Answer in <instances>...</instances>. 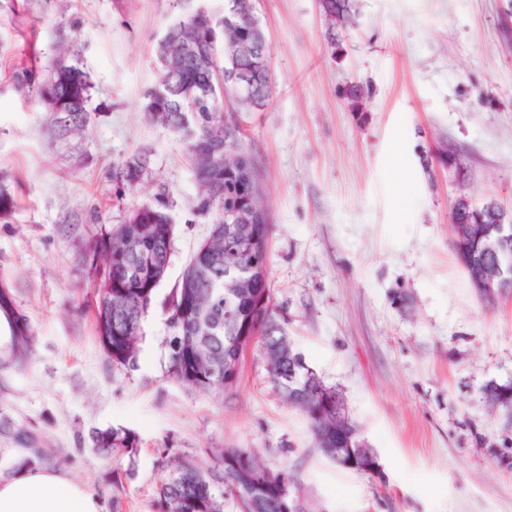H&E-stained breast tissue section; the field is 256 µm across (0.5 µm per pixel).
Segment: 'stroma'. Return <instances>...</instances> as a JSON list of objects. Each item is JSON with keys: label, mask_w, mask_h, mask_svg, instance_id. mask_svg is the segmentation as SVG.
Returning <instances> with one entry per match:
<instances>
[{"label": "stroma", "mask_w": 512, "mask_h": 512, "mask_svg": "<svg viewBox=\"0 0 512 512\" xmlns=\"http://www.w3.org/2000/svg\"><path fill=\"white\" fill-rule=\"evenodd\" d=\"M224 0H0V289L36 345L0 352V421L58 449L59 470L108 512H154L163 448L209 462L218 448L288 468L312 512H512L505 432L483 387L512 380V297L486 306L449 242L452 206L495 201L512 217V0H358L327 39L320 0H255L272 93L253 112L224 103L259 168L273 226L268 276L283 326L342 394L382 466L329 460L305 415L273 388L258 348L236 385L198 391L167 372L164 306L210 232L185 144L144 114L156 42ZM91 82L85 133L60 135L14 84L57 59ZM369 89L353 111L348 86ZM144 153L136 188L115 177ZM173 218L171 262L143 321L134 366L114 367L95 333L88 242L142 203ZM135 431V457L97 454L89 433Z\"/></svg>", "instance_id": "35a3bbf8"}]
</instances>
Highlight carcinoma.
Masks as SVG:
<instances>
[{"label": "carcinoma", "instance_id": "cac0c4a2", "mask_svg": "<svg viewBox=\"0 0 512 512\" xmlns=\"http://www.w3.org/2000/svg\"><path fill=\"white\" fill-rule=\"evenodd\" d=\"M323 14L334 11L344 19L355 16V0H321ZM159 76L145 95L150 118L178 134L200 188L196 210L212 218L208 240L192 260L196 276V306L183 309L185 288L174 290L166 307V321L173 329L168 341V375L200 391L227 390L238 380L240 358L248 346L257 345L266 360L275 390L307 417L315 447L329 459L336 447V389L326 385L293 345L288 352L271 350L283 335L271 288H226L233 275L242 276L256 264L267 267L269 238L273 225L263 204L264 190L258 167L244 146L242 132L232 123L234 136L224 144L223 156L209 161L213 138L224 132V93L235 95L241 110L263 107L271 94L264 79L270 50L254 0H224V14L215 16L201 7L169 25L155 48ZM248 69L255 74L249 87L224 84V71ZM15 82L53 113L61 134L85 130L91 121L87 109L90 83L84 72L63 60L57 61L37 82L26 71ZM147 158L134 155L125 160L119 177L136 186L147 171ZM249 211L259 218L257 230H247L234 216ZM173 220L167 208L151 204L133 207L125 223L110 228L86 247L82 262L95 288V322L100 345L117 368L136 363L142 340V322L152 305L155 289L144 283L169 266L174 238L168 236ZM139 243L140 251L125 250V242ZM234 240L238 267L230 270L226 255ZM451 249L473 284L480 270L474 261L485 256L484 239L460 223ZM265 320L251 336L239 334L238 326L255 319V310ZM0 314L14 325L15 361L25 363L34 351L35 337L15 309L13 299L0 291ZM486 404L503 411L512 427V382L494 381L484 386ZM28 456L26 462L47 466L54 463L51 449L41 446L20 427L12 431ZM91 446L101 452L137 453L138 435L123 426L96 428ZM160 463L165 477L158 489L156 512H224V495L236 498L240 512H288L284 489L266 475L267 467L250 449L227 448L213 455V464L203 465L162 450Z\"/></svg>", "mask_w": 512, "mask_h": 512}]
</instances>
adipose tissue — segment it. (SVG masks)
Here are the masks:
<instances>
[{
  "label": "adipose tissue",
  "mask_w": 512,
  "mask_h": 512,
  "mask_svg": "<svg viewBox=\"0 0 512 512\" xmlns=\"http://www.w3.org/2000/svg\"><path fill=\"white\" fill-rule=\"evenodd\" d=\"M24 449L0 448V512H106L103 500L64 472L24 464Z\"/></svg>",
  "instance_id": "obj_1"
}]
</instances>
